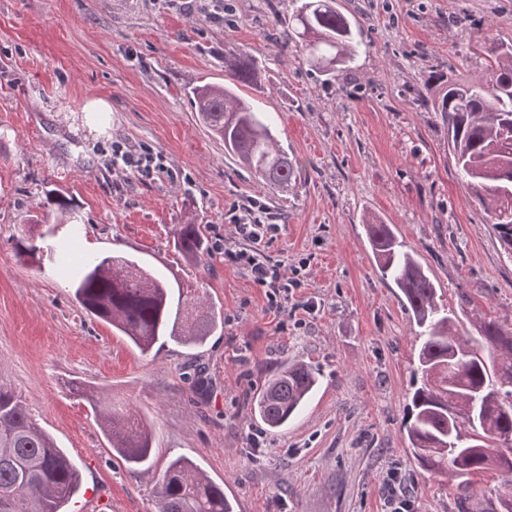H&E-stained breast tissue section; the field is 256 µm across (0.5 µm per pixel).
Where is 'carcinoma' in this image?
Returning a JSON list of instances; mask_svg holds the SVG:
<instances>
[{"label":"carcinoma","instance_id":"1","mask_svg":"<svg viewBox=\"0 0 512 512\" xmlns=\"http://www.w3.org/2000/svg\"><path fill=\"white\" fill-rule=\"evenodd\" d=\"M290 21L310 67L333 73L354 59L351 24L335 0H301ZM488 54L487 75L443 85L425 107L440 113L448 126V150L471 198L490 217L504 253L512 255V43L493 46ZM224 72L235 84L261 80L255 57L244 49L224 53ZM192 103L200 123L224 142V154L272 189L288 192L297 162L276 140L262 112L224 85L193 88ZM365 227L382 277L400 289L420 328L421 383L404 423L413 458L427 471L462 478L458 512H468L466 502L477 495L470 475L503 472L504 490L490 512H512V327L478 318V335H462L455 317L439 303L429 272L391 226L369 220ZM174 245L196 262L208 254L197 224L179 225ZM74 295L87 314L110 323L144 353L168 338L197 346L218 327L213 308H189L174 300L164 278L142 267L130 270L125 257L82 261ZM317 382L312 366L300 361L283 365L253 396L252 417L270 432L287 426ZM72 390L95 409L112 449L128 468L149 469L153 437L143 419L101 404L81 383L72 382ZM79 490L74 461L0 378V502L11 501L13 512H63ZM155 497L157 512H235L224 489L184 456L169 462Z\"/></svg>","mask_w":512,"mask_h":512}]
</instances>
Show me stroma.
I'll use <instances>...</instances> for the list:
<instances>
[{"mask_svg": "<svg viewBox=\"0 0 512 512\" xmlns=\"http://www.w3.org/2000/svg\"><path fill=\"white\" fill-rule=\"evenodd\" d=\"M336 6L356 23L358 52L330 77L308 66L291 0H0V377L78 465L71 512H91L102 493L112 512H156L155 483L179 455L235 512H383L393 468L417 512H455L456 482L421 470L409 450L418 328L364 222L395 227L460 332L476 335L479 317L512 326V259L468 200L439 113L421 106L440 89L436 75L486 73L487 46L512 42V0ZM239 48L263 70L241 95L298 162L285 195L226 157L191 102L193 86L223 83L224 53ZM96 100L110 111H91ZM116 144L157 154L161 171H113ZM56 190L70 214L42 208ZM256 201L281 227L267 254L302 268L278 312L217 248ZM56 223L74 260H135L182 299L212 304L222 330L195 348L141 353L78 306L61 257L37 265L19 254L20 237ZM181 224L200 225L205 262L175 250ZM293 361L317 369L319 389L288 427L259 433L250 396ZM74 379L148 421L149 472L128 469Z\"/></svg>", "mask_w": 512, "mask_h": 512, "instance_id": "1", "label": "stroma"}]
</instances>
